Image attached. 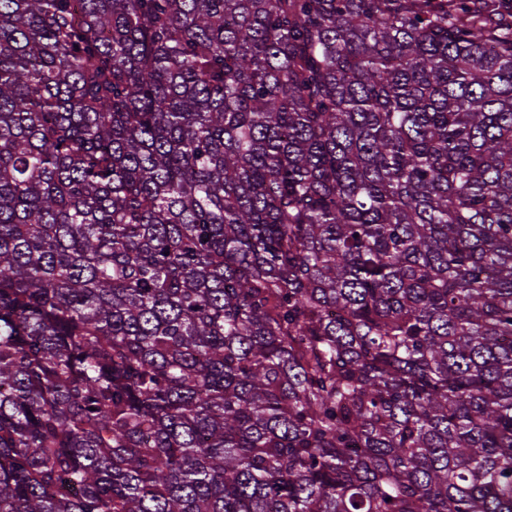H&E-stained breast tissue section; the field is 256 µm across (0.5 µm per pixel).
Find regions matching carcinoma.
Wrapping results in <instances>:
<instances>
[{
    "instance_id": "1",
    "label": "carcinoma",
    "mask_w": 512,
    "mask_h": 512,
    "mask_svg": "<svg viewBox=\"0 0 512 512\" xmlns=\"http://www.w3.org/2000/svg\"><path fill=\"white\" fill-rule=\"evenodd\" d=\"M0 512H512V0H0Z\"/></svg>"
}]
</instances>
